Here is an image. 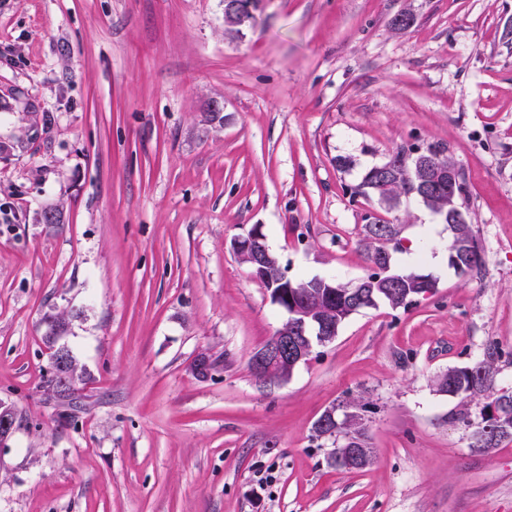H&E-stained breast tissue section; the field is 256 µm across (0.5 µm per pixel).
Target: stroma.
Masks as SVG:
<instances>
[{
  "label": "stroma",
  "mask_w": 512,
  "mask_h": 512,
  "mask_svg": "<svg viewBox=\"0 0 512 512\" xmlns=\"http://www.w3.org/2000/svg\"><path fill=\"white\" fill-rule=\"evenodd\" d=\"M429 145L463 173L481 274L404 199L386 218L436 291L257 380L286 315L232 240L258 224L291 278L356 281L352 188ZM58 314L74 422L46 386ZM492 344L510 388L512 0H261L238 33L223 0H0V512H512V442L475 451L433 385ZM357 396L373 463L346 471L313 424Z\"/></svg>",
  "instance_id": "1"
}]
</instances>
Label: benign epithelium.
Here are the masks:
<instances>
[{
	"instance_id": "obj_1",
	"label": "benign epithelium",
	"mask_w": 512,
	"mask_h": 512,
	"mask_svg": "<svg viewBox=\"0 0 512 512\" xmlns=\"http://www.w3.org/2000/svg\"><path fill=\"white\" fill-rule=\"evenodd\" d=\"M260 0H224V16L237 17L243 14L254 15ZM443 154H431L426 159L422 190L426 193L448 191V200L455 197V187L459 179V166H445L440 162ZM264 240L261 226H254L246 235L233 241V252L238 260L251 272H258L269 279L268 252L256 248V243ZM271 299L286 313V319L269 338L266 344L251 358L253 373L263 379L272 377L282 383L288 381L296 366L311 355L303 340L312 334H318L319 344L325 345L336 338V311H331L321 318H313L308 313V295L311 288L300 281L292 280L279 287L268 289ZM194 375L206 379L215 370V360L202 354L190 366ZM338 408L326 410L315 425L317 436L336 437ZM16 425V417L10 406L0 402V443L6 441ZM371 455V449L358 448L354 445L341 444L329 452L331 462H338L348 467L363 466Z\"/></svg>"
}]
</instances>
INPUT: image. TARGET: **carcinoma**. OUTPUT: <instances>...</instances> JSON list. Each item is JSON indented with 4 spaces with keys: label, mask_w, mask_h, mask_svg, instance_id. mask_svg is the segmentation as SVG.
<instances>
[{
    "label": "carcinoma",
    "mask_w": 512,
    "mask_h": 512,
    "mask_svg": "<svg viewBox=\"0 0 512 512\" xmlns=\"http://www.w3.org/2000/svg\"><path fill=\"white\" fill-rule=\"evenodd\" d=\"M419 186L418 173L408 164L406 152L397 151L382 164L366 170L355 194L367 202H375L378 207L389 212L396 208L403 198L416 196ZM466 194L465 180H460L458 195L448 202V193L431 195L423 204L443 222H448L451 214L459 208V200ZM364 225L366 240V273L354 283L325 281L313 287L320 298L311 306L313 315L327 314L328 306L336 304V326L356 313V299L385 296L384 305L398 309L403 302L414 295L438 288V278L417 271L398 272V285L390 288L376 270L379 257L404 247L401 228L388 222L377 213L366 216ZM474 235L467 223L454 224L448 243V266L456 272L469 273L482 267L479 249L472 248ZM501 357L498 348L490 347L483 358L464 366L448 368L445 373L448 395L459 399V409L451 414L469 434L470 447L476 446L475 437L484 434L498 437V442L512 441V389L497 384L499 373L497 362ZM436 379L435 385H440Z\"/></svg>",
    "instance_id": "cac0c4a2"
}]
</instances>
